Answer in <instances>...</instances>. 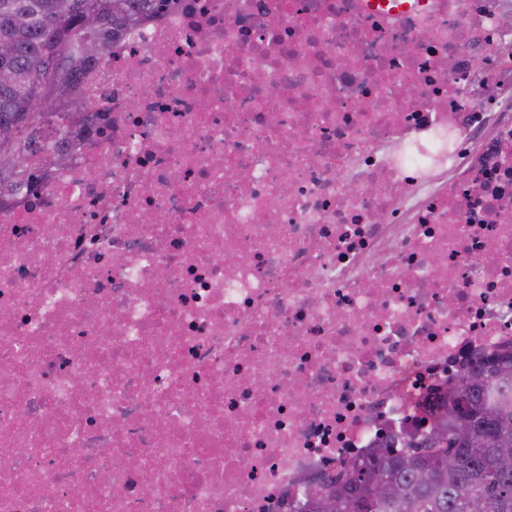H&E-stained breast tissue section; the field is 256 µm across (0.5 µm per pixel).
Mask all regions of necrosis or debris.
I'll use <instances>...</instances> for the list:
<instances>
[{
	"instance_id": "obj_1",
	"label": "necrosis or debris",
	"mask_w": 512,
	"mask_h": 512,
	"mask_svg": "<svg viewBox=\"0 0 512 512\" xmlns=\"http://www.w3.org/2000/svg\"><path fill=\"white\" fill-rule=\"evenodd\" d=\"M511 48L512 0L110 38L0 211V512H286L512 348Z\"/></svg>"
}]
</instances>
